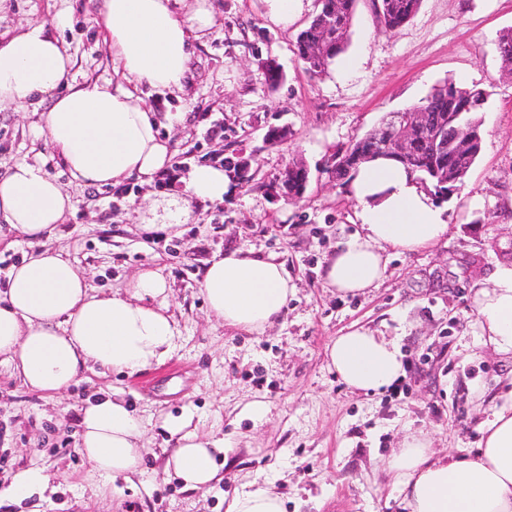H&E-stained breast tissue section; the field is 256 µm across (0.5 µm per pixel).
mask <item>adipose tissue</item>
<instances>
[{
  "instance_id": "obj_1",
  "label": "adipose tissue",
  "mask_w": 512,
  "mask_h": 512,
  "mask_svg": "<svg viewBox=\"0 0 512 512\" xmlns=\"http://www.w3.org/2000/svg\"><path fill=\"white\" fill-rule=\"evenodd\" d=\"M102 0L101 16L112 62L122 84L56 89L71 59L47 23L29 22L0 37V107L23 111L47 103L41 115L45 143L71 177L86 186H120L151 177L169 162L157 121L136 89L183 90L196 41L215 22L212 0ZM189 196L223 202L227 172L212 165L190 169ZM361 229L326 261L323 281L355 295L378 284L387 269L386 247L414 252L449 231L442 208L401 165L376 159L361 164L347 183ZM74 202L42 167L25 161L0 175V219L32 248L7 273L0 289V363L30 391L55 396L87 373H140L170 356L180 331L167 307L168 284L155 270L136 274L125 292L94 293L85 274L51 248ZM209 312L225 327L264 332L279 320L294 287L283 263L235 249L214 256L200 272ZM481 345L512 355V262L498 264L475 294ZM330 366L351 391L378 392L405 375L399 346L359 327L326 348ZM189 418L163 421L173 444L165 468L188 491L218 481L222 458L234 444L203 437ZM77 451L100 476L131 480L139 474L144 425L118 389L87 400ZM476 454H437L421 435H408L383 463L404 512H512V387L493 397L480 424ZM225 512H286V499L269 488L234 492Z\"/></svg>"
}]
</instances>
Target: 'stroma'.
Here are the masks:
<instances>
[{"label": "stroma", "instance_id": "1", "mask_svg": "<svg viewBox=\"0 0 512 512\" xmlns=\"http://www.w3.org/2000/svg\"><path fill=\"white\" fill-rule=\"evenodd\" d=\"M214 6L184 90L141 91L161 121L176 182L79 185L46 146L39 115L0 109V175L22 160L37 164L75 202L53 247L100 292L124 290L140 270L160 271L180 330L163 365L132 377L93 375L52 398L0 366V478L34 464L55 486L0 512H224L247 482L273 484L288 512H400L381 465L391 449L420 433L435 451L475 452L491 397L512 382V360L480 344L474 307L479 284L512 260V73L496 51L500 32L512 28V0H422L394 34L382 29L372 0H358L346 48L355 71L334 68L318 79L294 54L315 0H304L285 28L269 21L264 0ZM99 10L100 0H5L0 33L46 22L71 58L68 83L102 85L116 75ZM266 59L280 68L279 86L267 79ZM448 80L489 93L480 155L443 204L448 234L415 252L387 248L385 278L364 293L325 286L321 267L360 229L346 186L328 171L333 156ZM272 126L287 127V140L267 141ZM235 150L250 161L249 182L235 183L220 203L184 193L193 166ZM295 163L309 181L291 200L278 180ZM182 207L180 235L155 231ZM232 249L275 257L295 287L287 312L264 332L224 328L199 289L204 262ZM355 324L399 342L407 369L395 388L356 393L330 371L327 345ZM112 386L144 419L148 451L132 485L100 477L76 450L84 400ZM253 402L265 408L262 421L240 414ZM184 412L200 435L235 443L223 482L203 492L183 491L153 456L169 438L159 416Z\"/></svg>", "mask_w": 512, "mask_h": 512}]
</instances>
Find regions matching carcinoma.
Instances as JSON below:
<instances>
[{"mask_svg": "<svg viewBox=\"0 0 512 512\" xmlns=\"http://www.w3.org/2000/svg\"><path fill=\"white\" fill-rule=\"evenodd\" d=\"M317 9L296 41V55L314 78L328 73L330 66L345 50L358 0H316ZM421 0H373L375 12L385 31L394 33L403 27L418 11ZM336 24V37L321 44L313 52V36L322 22ZM497 51L503 62L512 64V29L500 33ZM488 94L479 88H470L448 82L435 89L419 104L408 108L410 112H423L430 120L448 121V113L457 112L460 119L470 126L473 140L466 149V156L458 155L453 146L435 147L427 141L413 144V168L410 174L423 188L438 200L445 201L463 183L478 158L482 147L481 120L477 114L483 110ZM372 145L365 135L349 147L336 153V168L331 170L336 181L347 183L350 173L359 167L355 154H364Z\"/></svg>", "mask_w": 512, "mask_h": 512, "instance_id": "1", "label": "carcinoma"}]
</instances>
